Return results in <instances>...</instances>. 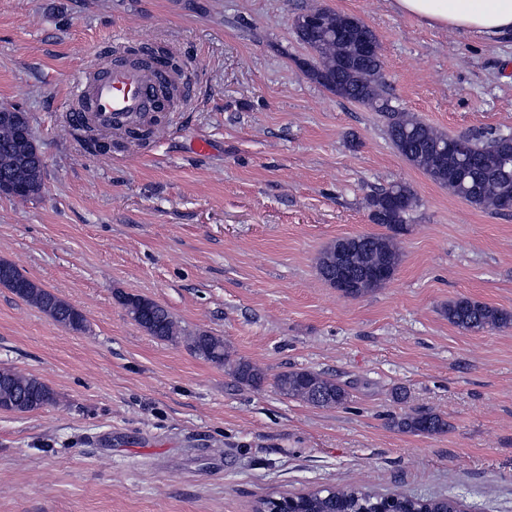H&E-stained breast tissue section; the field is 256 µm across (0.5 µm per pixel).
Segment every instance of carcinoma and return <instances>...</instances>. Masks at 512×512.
<instances>
[{"instance_id":"obj_1","label":"carcinoma","mask_w":512,"mask_h":512,"mask_svg":"<svg viewBox=\"0 0 512 512\" xmlns=\"http://www.w3.org/2000/svg\"><path fill=\"white\" fill-rule=\"evenodd\" d=\"M355 19L323 9H311L294 18L298 39L315 55L308 76L336 97L376 109L387 120V132L398 152L413 166L423 170L436 183L468 203L497 213L512 212V138L501 132L464 135L469 145L467 162L450 150L442 149L448 135L396 110L383 95L381 44L372 36L367 55L358 56L360 32L350 30ZM22 120L0 123V179L12 186L22 200L42 193L45 166L36 145L27 113ZM417 197L405 183H396L367 198L370 220L387 229L385 234L351 237L353 271H371L369 279L356 281L345 289L347 296L360 297L389 282L399 262L398 237L406 232V219L416 206ZM336 243L320 253L317 270L334 285ZM0 285L44 312L55 322L73 330L84 329V317L74 307L24 277L13 265L0 261ZM127 312H138L134 321L162 340H174L182 329L162 305L142 297L127 296ZM448 322L464 330L501 329L512 326V313L468 297L448 302ZM190 350L218 365H227L241 384L257 386L264 380L262 370L246 361L232 360L224 340L206 333L189 337ZM279 392L320 407H342L349 398L345 386L321 373L290 370L275 380ZM57 402L54 390L36 377L11 368H0V410L30 412ZM396 426L404 432L434 435L448 429V423L432 413H408ZM296 512H462L464 504L454 496L418 497L398 492L377 494L354 487L316 489L293 497Z\"/></svg>"}]
</instances>
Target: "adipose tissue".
Returning a JSON list of instances; mask_svg holds the SVG:
<instances>
[{
  "instance_id": "1",
  "label": "adipose tissue",
  "mask_w": 512,
  "mask_h": 512,
  "mask_svg": "<svg viewBox=\"0 0 512 512\" xmlns=\"http://www.w3.org/2000/svg\"><path fill=\"white\" fill-rule=\"evenodd\" d=\"M392 6L431 28L484 37L512 33V0H392Z\"/></svg>"
}]
</instances>
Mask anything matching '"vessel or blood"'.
Instances as JSON below:
<instances>
[{"label":"vessel or blood","instance_id":"obj_1","mask_svg":"<svg viewBox=\"0 0 512 512\" xmlns=\"http://www.w3.org/2000/svg\"><path fill=\"white\" fill-rule=\"evenodd\" d=\"M154 50L152 43L142 41L129 60L108 65L92 61L88 79L77 88V104L69 111L68 123L100 129L136 127L149 118L183 111L181 99L160 100V86L179 91L181 78L164 61L153 60Z\"/></svg>","mask_w":512,"mask_h":512}]
</instances>
